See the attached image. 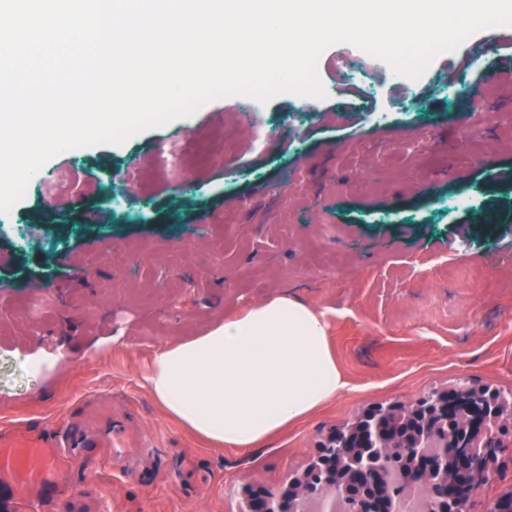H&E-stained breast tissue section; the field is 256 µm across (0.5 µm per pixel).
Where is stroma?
I'll use <instances>...</instances> for the list:
<instances>
[{"instance_id":"1","label":"stroma","mask_w":512,"mask_h":512,"mask_svg":"<svg viewBox=\"0 0 512 512\" xmlns=\"http://www.w3.org/2000/svg\"><path fill=\"white\" fill-rule=\"evenodd\" d=\"M501 48L438 55L416 80L332 58L314 107L283 93L241 129L236 95L119 145L59 154L0 220V431L121 423L67 483L97 512H242L303 478L371 408L466 381L512 394V69ZM280 293L323 311L347 388L258 448L204 443L142 383L155 350ZM55 355L35 375L26 359ZM512 492V447L473 494Z\"/></svg>"}]
</instances>
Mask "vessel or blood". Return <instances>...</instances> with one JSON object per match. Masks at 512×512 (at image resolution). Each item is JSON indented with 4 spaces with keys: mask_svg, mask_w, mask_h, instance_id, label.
Returning a JSON list of instances; mask_svg holds the SVG:
<instances>
[{
    "mask_svg": "<svg viewBox=\"0 0 512 512\" xmlns=\"http://www.w3.org/2000/svg\"><path fill=\"white\" fill-rule=\"evenodd\" d=\"M503 45L512 46V26L486 33L479 41L468 43V53L476 55ZM86 442L78 436L53 441L30 432L0 433V482L6 483L29 512H44L52 493L63 491L67 462Z\"/></svg>",
    "mask_w": 512,
    "mask_h": 512,
    "instance_id": "1",
    "label": "vessel or blood"
}]
</instances>
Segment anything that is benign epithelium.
<instances>
[{"mask_svg": "<svg viewBox=\"0 0 512 512\" xmlns=\"http://www.w3.org/2000/svg\"><path fill=\"white\" fill-rule=\"evenodd\" d=\"M471 390L463 383L437 394L435 410L423 415L412 405L376 406L355 432L354 447L329 452L309 479L293 485L276 502L263 491H254L246 512H306L313 497L321 499L325 512H336L340 502L348 505L347 512H362L356 487L372 491L379 512H398V505L419 490L424 492L422 512H469L473 491L489 478L505 447L493 424L497 419L512 420L511 400L469 398ZM436 416L455 420L457 431L441 435L433 425ZM400 430L413 437V451L404 464L415 478L407 482L395 478L383 490L365 449L383 458L393 455V449L405 441Z\"/></svg>", "mask_w": 512, "mask_h": 512, "instance_id": "1", "label": "benign epithelium"}]
</instances>
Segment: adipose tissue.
Masks as SVG:
<instances>
[{
  "mask_svg": "<svg viewBox=\"0 0 512 512\" xmlns=\"http://www.w3.org/2000/svg\"><path fill=\"white\" fill-rule=\"evenodd\" d=\"M143 380L180 426L227 448L261 446L347 386L324 313L289 294L159 347Z\"/></svg>",
  "mask_w": 512,
  "mask_h": 512,
  "instance_id": "obj_1",
  "label": "adipose tissue"
}]
</instances>
